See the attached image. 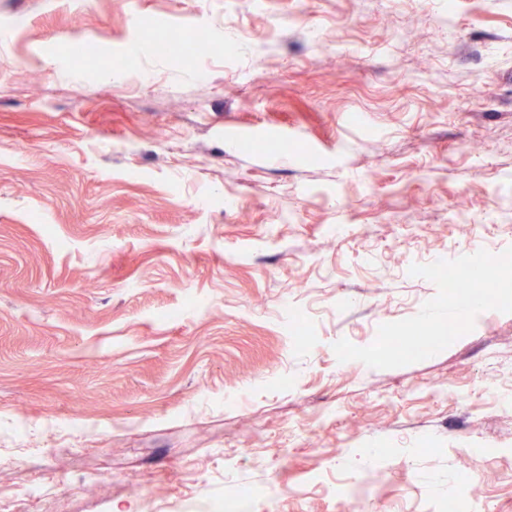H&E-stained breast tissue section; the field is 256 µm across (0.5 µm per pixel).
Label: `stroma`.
I'll use <instances>...</instances> for the list:
<instances>
[{
	"label": "stroma",
	"instance_id": "35a3bbf8",
	"mask_svg": "<svg viewBox=\"0 0 512 512\" xmlns=\"http://www.w3.org/2000/svg\"><path fill=\"white\" fill-rule=\"evenodd\" d=\"M447 6L0 0V456L27 461L0 485L348 512L366 479L363 512H448L481 448L483 510L512 512V306L463 313L427 270L512 250V0ZM185 39L187 40V43L182 44L178 48L170 46L168 43L159 40L157 37H150L149 41L159 53L177 52L188 58L194 57L198 53V49L200 47H205L207 49L211 48L207 38L201 32L185 37Z\"/></svg>",
	"mask_w": 512,
	"mask_h": 512
}]
</instances>
